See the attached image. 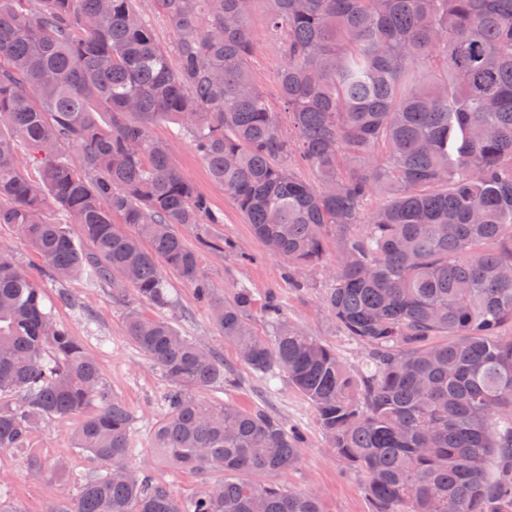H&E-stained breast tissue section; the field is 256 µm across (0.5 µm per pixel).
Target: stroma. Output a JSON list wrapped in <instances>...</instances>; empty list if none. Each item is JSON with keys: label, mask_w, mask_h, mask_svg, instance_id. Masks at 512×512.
<instances>
[{"label": "stroma", "mask_w": 512, "mask_h": 512, "mask_svg": "<svg viewBox=\"0 0 512 512\" xmlns=\"http://www.w3.org/2000/svg\"><path fill=\"white\" fill-rule=\"evenodd\" d=\"M283 63L278 42L267 37L264 31H257L251 67L258 86L275 108L280 105L279 74ZM170 132V127L164 125L153 129L156 138L168 141L180 172L207 195L214 210L224 216L220 224L182 228L183 237L193 245L206 231L236 246L232 252L209 249L200 252L201 271L215 296L228 301L239 289H250L255 303L246 316L261 336L273 333L264 316V305L268 298H276L289 321L333 347L347 369L358 370L365 358L364 350L337 326L323 302L331 280L330 264H323L309 275L308 287H293L285 263L269 254L233 202L213 184L191 139L186 136L174 139ZM0 239L13 246L28 272L43 288L56 319L96 357L113 394L131 407L134 414L131 462L145 470L154 482L168 487L178 499L187 500L203 488L208 477L172 467L158 457L151 446L153 427L165 412L164 396L169 385L128 339L125 317L131 309L148 317L167 319L184 335L220 352L229 381L201 391L202 399L259 409L299 427L304 442L298 464L286 473L268 475V482L316 491L322 498L324 512H369L361 478L349 472L329 448L312 406L287 378L266 384L259 373L241 362L235 346L225 342L214 325L208 306L197 302L192 284L174 273H167L173 304L166 309L155 308L132 296L120 303L108 289L92 288L79 280H57L13 229L0 228ZM79 420L76 414L52 420L35 432L30 442L31 447L39 449L46 463H53L61 456L68 458L70 467L65 478H56L48 471L32 473L24 453H0V512H49L55 505L74 499L80 485L100 472L101 466L95 459L74 448L73 434Z\"/></svg>", "instance_id": "stroma-1"}]
</instances>
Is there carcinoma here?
I'll list each match as a JSON object with an SVG mask.
<instances>
[{
    "label": "carcinoma",
    "instance_id": "carcinoma-1",
    "mask_svg": "<svg viewBox=\"0 0 512 512\" xmlns=\"http://www.w3.org/2000/svg\"><path fill=\"white\" fill-rule=\"evenodd\" d=\"M25 2L0 0V225L57 279L115 300L168 306L161 264L192 283L241 362L311 404L371 512H512V0H266L289 135L250 70L254 0H150L171 47L144 0ZM159 122L191 138L297 283L336 240L324 304L363 373L279 303L263 337L249 289L214 296L177 228L224 220L153 138ZM125 328L169 384L152 447L222 475L188 501L128 464L133 412L0 242V450L38 473L31 432L95 404L75 445L104 470L49 512H322L314 491L259 481L299 462L295 429L195 397L225 381L218 352L135 310Z\"/></svg>",
    "mask_w": 512,
    "mask_h": 512
}]
</instances>
